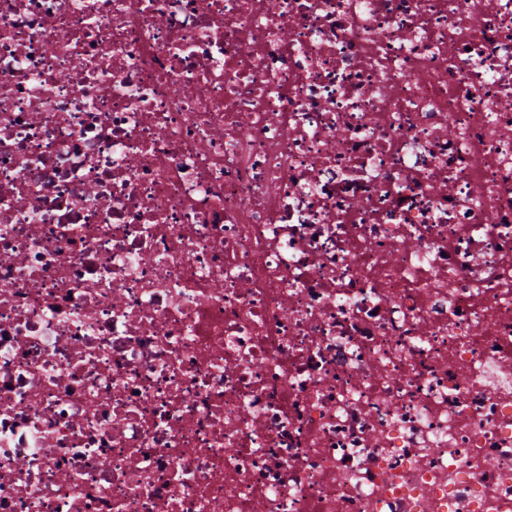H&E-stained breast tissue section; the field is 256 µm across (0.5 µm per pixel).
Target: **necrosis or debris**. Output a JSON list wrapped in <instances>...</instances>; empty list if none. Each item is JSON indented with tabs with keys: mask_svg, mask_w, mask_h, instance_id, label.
<instances>
[{
	"mask_svg": "<svg viewBox=\"0 0 512 512\" xmlns=\"http://www.w3.org/2000/svg\"><path fill=\"white\" fill-rule=\"evenodd\" d=\"M0 512H512V0H0Z\"/></svg>",
	"mask_w": 512,
	"mask_h": 512,
	"instance_id": "necrosis-or-debris-1",
	"label": "necrosis or debris"
}]
</instances>
